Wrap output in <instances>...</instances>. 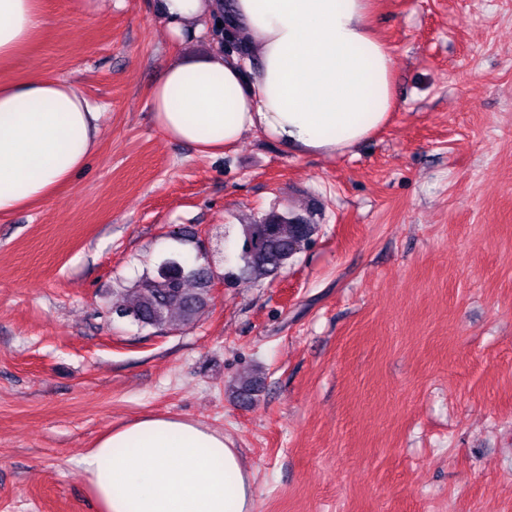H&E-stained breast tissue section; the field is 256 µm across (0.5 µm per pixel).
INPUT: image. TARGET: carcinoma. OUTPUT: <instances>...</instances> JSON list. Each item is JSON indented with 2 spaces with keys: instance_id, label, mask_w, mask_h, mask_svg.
<instances>
[{
  "instance_id": "carcinoma-1",
  "label": "carcinoma",
  "mask_w": 512,
  "mask_h": 512,
  "mask_svg": "<svg viewBox=\"0 0 512 512\" xmlns=\"http://www.w3.org/2000/svg\"><path fill=\"white\" fill-rule=\"evenodd\" d=\"M228 0H214L207 23L210 44L227 57L253 60L251 46L229 9ZM316 225L309 219L270 211L254 224L242 225L240 264L235 278L257 283L274 278L312 240ZM213 272L208 267L190 266L187 257L161 260L153 273L145 274L128 289L133 303L112 313L142 326L175 329L187 325L207 306ZM194 281L197 288L187 287Z\"/></svg>"
}]
</instances>
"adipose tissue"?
I'll use <instances>...</instances> for the list:
<instances>
[{
	"label": "adipose tissue",
	"mask_w": 512,
	"mask_h": 512,
	"mask_svg": "<svg viewBox=\"0 0 512 512\" xmlns=\"http://www.w3.org/2000/svg\"><path fill=\"white\" fill-rule=\"evenodd\" d=\"M255 63L217 50L169 63L148 106L169 139L202 155L263 135L297 155H344L393 109L394 60L372 0H233ZM211 0H158L178 40L205 33ZM48 24L42 0H0V218L43 202L97 150L98 107L74 83L16 59ZM98 512H252V472L223 434L181 416L113 427L83 457Z\"/></svg>",
	"instance_id": "ef3b65f1"
}]
</instances>
